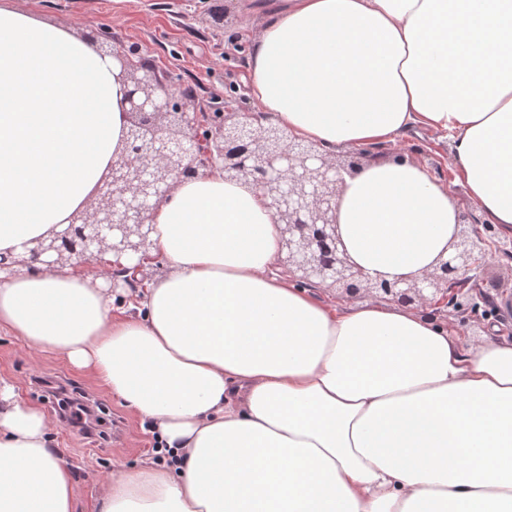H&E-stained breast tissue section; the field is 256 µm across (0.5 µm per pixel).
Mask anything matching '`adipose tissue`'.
I'll list each match as a JSON object with an SVG mask.
<instances>
[{
  "label": "adipose tissue",
  "instance_id": "adipose-tissue-1",
  "mask_svg": "<svg viewBox=\"0 0 512 512\" xmlns=\"http://www.w3.org/2000/svg\"><path fill=\"white\" fill-rule=\"evenodd\" d=\"M258 112L321 148L415 128L512 229V0H247ZM126 88L74 29L0 0V254L67 224L117 158ZM415 159L369 161L336 198L350 259L429 271L459 207ZM162 270L134 302L71 268L0 271V332L94 375L176 467L115 469L92 512H512V343L437 317L330 306L280 274L268 201L218 168L153 218ZM53 426L0 378V512H77Z\"/></svg>",
  "mask_w": 512,
  "mask_h": 512
}]
</instances>
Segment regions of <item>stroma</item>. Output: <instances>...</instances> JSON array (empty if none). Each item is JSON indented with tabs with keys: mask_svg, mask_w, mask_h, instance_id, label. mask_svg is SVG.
Returning <instances> with one entry per match:
<instances>
[{
	"mask_svg": "<svg viewBox=\"0 0 512 512\" xmlns=\"http://www.w3.org/2000/svg\"><path fill=\"white\" fill-rule=\"evenodd\" d=\"M238 0H41L43 15L74 29L94 28L120 41L138 43L144 58L177 74L199 104H223L231 87H242L245 62L225 63L230 35L238 26L216 28L212 14L224 10L236 17ZM492 256L469 274L481 289L476 309L448 307L441 318L481 341L492 324L512 341V234L496 231ZM58 382L73 397L95 401L100 434L87 438L57 421L53 397L33 384V376ZM0 377L14 383L19 396L40 406L54 419L51 446L71 467L83 512H89L116 467L138 468L152 460L148 424L92 376L53 353L30 357L22 342L0 334Z\"/></svg>",
	"mask_w": 512,
	"mask_h": 512,
	"instance_id": "obj_1",
	"label": "stroma"
}]
</instances>
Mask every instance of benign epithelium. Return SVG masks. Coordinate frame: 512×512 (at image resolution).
<instances>
[{
  "label": "benign epithelium",
  "instance_id": "7a95c632",
  "mask_svg": "<svg viewBox=\"0 0 512 512\" xmlns=\"http://www.w3.org/2000/svg\"><path fill=\"white\" fill-rule=\"evenodd\" d=\"M85 37L120 66L127 85L128 126L124 147L95 189L90 204L69 224L49 236L24 244L18 256L0 255L9 265L49 268L100 265L114 288L133 294L143 280L118 262L127 254L147 255L156 209L173 181L201 168L252 185L269 201L281 224L278 265L302 286L338 285L347 299L372 293L405 308L433 309L458 297L451 287L486 256V240L473 234L462 214L451 253L428 272L411 279L373 280L346 253L337 230L336 197L344 176L362 166L363 151L336 153L297 141L269 116L256 113L239 98L222 112H197L195 102L177 93L178 80L144 60L134 42H109L95 33ZM110 253L117 261L107 262Z\"/></svg>",
  "mask_w": 512,
  "mask_h": 512
}]
</instances>
